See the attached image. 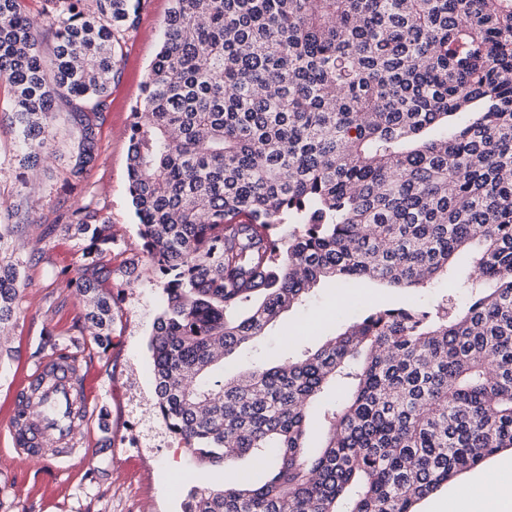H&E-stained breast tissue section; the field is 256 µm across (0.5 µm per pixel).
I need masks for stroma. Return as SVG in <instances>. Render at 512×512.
I'll return each instance as SVG.
<instances>
[{
  "instance_id": "stroma-1",
  "label": "stroma",
  "mask_w": 512,
  "mask_h": 512,
  "mask_svg": "<svg viewBox=\"0 0 512 512\" xmlns=\"http://www.w3.org/2000/svg\"><path fill=\"white\" fill-rule=\"evenodd\" d=\"M171 0H145L135 28L125 36L123 57L112 81L111 107L101 113L95 159L82 185L74 192L63 191L69 175L70 156L80 138L65 101L56 104L48 128L49 154L36 162L21 164L8 123H0V212L16 208L35 210V219H19L11 246L26 257L25 274L31 288L20 301L18 318L10 326L6 342L0 343V512H181L192 484L215 487L263 477L265 468L253 459L225 466L223 471L195 463L185 449L158 451L157 443L142 433L143 423L162 430L151 407L153 363L149 340L160 307L157 277L150 265L140 268L136 287L126 289L113 310L112 346L90 369L97 387L96 401L109 411V432H101L95 417L76 430L77 449L63 462L24 459L9 425L14 390L39 366L36 350L48 331H64L78 313L74 289L62 288L55 274L62 267L78 268L84 242L80 237L54 229L57 216L78 206L101 207L117 238L106 262L113 283L123 280L121 266L139 252L141 241L137 219L128 193L127 148L131 115L139 98L142 78L155 54L171 10ZM40 240L42 254L30 259L32 240ZM468 265H461L455 278H441L425 288H393L369 280L349 281L346 288L316 287L300 305L283 312L265 336L249 343L224 362L225 377L256 366L292 357L317 347L331 334L337 322L352 317L354 310L393 308L413 304L433 308L442 299L467 298L459 283L466 279ZM512 464L505 450L489 463L460 474L456 481L420 501L418 512H447L449 492L460 483L481 481L492 465ZM96 470L95 481L85 478Z\"/></svg>"
}]
</instances>
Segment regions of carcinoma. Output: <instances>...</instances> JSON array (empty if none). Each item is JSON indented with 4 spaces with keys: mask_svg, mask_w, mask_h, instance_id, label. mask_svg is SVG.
I'll return each instance as SVG.
<instances>
[{
    "mask_svg": "<svg viewBox=\"0 0 512 512\" xmlns=\"http://www.w3.org/2000/svg\"><path fill=\"white\" fill-rule=\"evenodd\" d=\"M44 2L49 66L22 0H0V78L28 162L68 98L72 189L142 0ZM127 160L143 244L125 285L143 259L164 297L156 417L212 468L277 449L264 482L194 485L183 512H416L512 449V0H173ZM61 229L87 241L78 276L57 274L80 311L42 353L81 367L112 346L114 236L89 205ZM16 232L0 216V325L26 288ZM465 251L468 304L371 309L312 352L217 376L318 283L425 288ZM315 406L328 438L309 455Z\"/></svg>",
    "mask_w": 512,
    "mask_h": 512,
    "instance_id": "1",
    "label": "carcinoma"
}]
</instances>
